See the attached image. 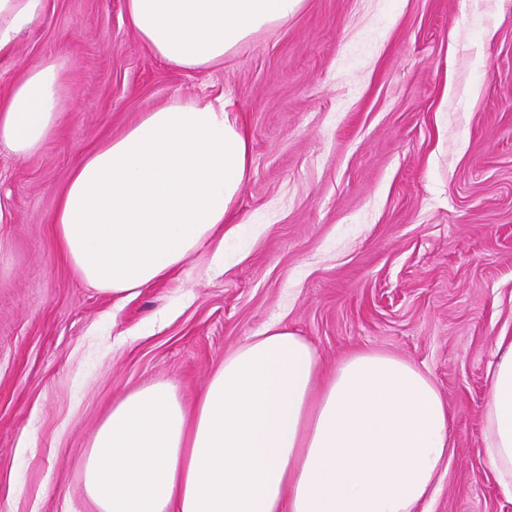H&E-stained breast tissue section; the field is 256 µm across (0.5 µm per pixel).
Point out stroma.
I'll return each instance as SVG.
<instances>
[{
    "label": "stroma",
    "instance_id": "35a3bbf8",
    "mask_svg": "<svg viewBox=\"0 0 512 512\" xmlns=\"http://www.w3.org/2000/svg\"><path fill=\"white\" fill-rule=\"evenodd\" d=\"M124 0H47L0 61V95L66 61L35 154L0 147V512H96L95 432L131 390L186 407L281 321L324 367L378 349L436 382L453 454L426 512H512L485 465L494 339L512 336V0H304L198 72L154 58ZM231 99L251 140L243 227L120 303L52 217L74 167L175 99Z\"/></svg>",
    "mask_w": 512,
    "mask_h": 512
}]
</instances>
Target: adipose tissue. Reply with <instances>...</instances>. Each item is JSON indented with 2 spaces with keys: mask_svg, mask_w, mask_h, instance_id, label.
I'll use <instances>...</instances> for the list:
<instances>
[{
  "mask_svg": "<svg viewBox=\"0 0 512 512\" xmlns=\"http://www.w3.org/2000/svg\"><path fill=\"white\" fill-rule=\"evenodd\" d=\"M303 0H125L161 62L204 70ZM46 0H0V59ZM64 59L32 65L0 99V145L36 152L60 116ZM231 101L173 100L99 144L73 169L53 215L82 277L125 299L223 235L251 170ZM485 463L512 497V340L495 341ZM451 416L414 364L356 350L331 369L278 323L225 357L187 415L156 382L114 402L84 462L98 512H419L451 451Z\"/></svg>",
  "mask_w": 512,
  "mask_h": 512,
  "instance_id": "1",
  "label": "adipose tissue"
}]
</instances>
